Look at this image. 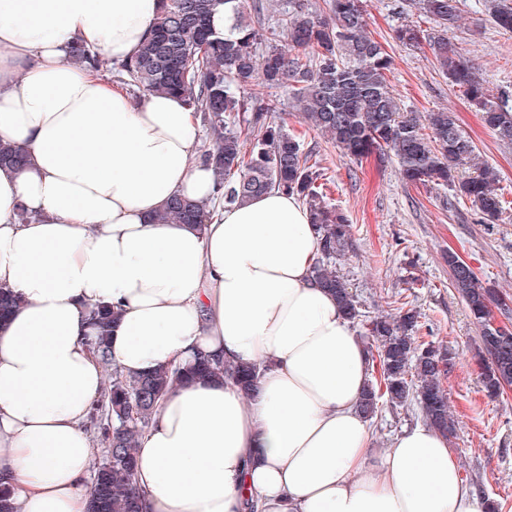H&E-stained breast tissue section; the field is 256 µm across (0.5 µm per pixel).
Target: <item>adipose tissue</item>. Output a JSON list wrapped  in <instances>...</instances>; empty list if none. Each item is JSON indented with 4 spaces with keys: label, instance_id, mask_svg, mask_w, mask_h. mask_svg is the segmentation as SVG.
<instances>
[{
    "label": "adipose tissue",
    "instance_id": "adipose-tissue-1",
    "mask_svg": "<svg viewBox=\"0 0 512 512\" xmlns=\"http://www.w3.org/2000/svg\"><path fill=\"white\" fill-rule=\"evenodd\" d=\"M162 0H0V485L14 512H88L98 448L86 430L106 370L135 376L194 355L259 369L258 394L174 384L136 449L143 512H487L429 426L372 455L358 410L372 379L334 296L315 284L310 212L274 190L203 228L158 224L180 195L207 202L197 119L177 97L131 98L68 59L73 44L135 55ZM27 211L20 221L18 211ZM119 320L112 364L89 313Z\"/></svg>",
    "mask_w": 512,
    "mask_h": 512
}]
</instances>
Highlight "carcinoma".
I'll use <instances>...</instances> for the list:
<instances>
[{"mask_svg":"<svg viewBox=\"0 0 512 512\" xmlns=\"http://www.w3.org/2000/svg\"><path fill=\"white\" fill-rule=\"evenodd\" d=\"M247 0H163L153 33L139 52L113 66L116 77L136 94L163 92L184 99L203 125L210 143L199 149L198 161L216 175V200L227 206L244 203L271 189L295 194L307 205L319 235V257L311 276L329 290L344 316L360 321L354 295L336 270V258L351 247V225L324 200L318 181L319 161L304 151L300 137L272 120L281 110L277 90L291 89L292 108L308 127L329 137L345 156L362 160L374 153L394 157L403 179L412 184L447 186L470 201L488 224L503 212L494 185L497 174L479 161L473 141L450 111L408 112L401 108L389 83L391 60L381 43L369 36L362 0H325L319 10L308 0H288L275 22L258 28L245 15ZM413 6L436 21L441 33L428 38L430 49L448 80L482 113L486 127L512 142V106L488 99L448 31L458 19V0H413ZM224 15V26L216 24ZM493 22L512 33V6L499 5ZM402 43H419L423 30L403 25ZM69 60L99 71L98 54L76 45ZM250 88L248 99L235 89ZM25 156L0 144V165L19 168ZM472 170L468 176L459 169ZM209 205L183 197L170 199L156 216L158 223L202 226ZM452 286L481 329V354L488 360L482 386L497 398L512 385V337L503 341L488 319L495 306L508 311L505 299L485 286L454 253H448ZM16 307L11 291L0 288V322ZM93 348L105 367H112L109 340L117 313L100 305L92 311ZM419 315L399 309L395 316L366 320L368 353L377 376L359 404L370 420L383 405L416 403L427 426L442 435H456L443 381L452 364L448 348L417 340ZM221 375L247 394L257 390L256 370L248 365L221 364L209 356L184 369L160 367L151 373L116 377L94 409L93 425L106 447V458L94 470L90 512H142L133 491L138 436L149 427L159 400L173 382Z\"/></svg>","mask_w":512,"mask_h":512,"instance_id":"cac0c4a2","label":"carcinoma"}]
</instances>
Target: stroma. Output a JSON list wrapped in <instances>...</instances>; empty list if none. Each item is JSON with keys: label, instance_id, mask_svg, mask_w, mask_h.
<instances>
[{"label": "stroma", "instance_id": "stroma-1", "mask_svg": "<svg viewBox=\"0 0 512 512\" xmlns=\"http://www.w3.org/2000/svg\"><path fill=\"white\" fill-rule=\"evenodd\" d=\"M399 0H363L368 30L392 60L391 87L402 108L415 112H454L478 152L499 174L505 201L501 219L481 223L472 205L444 187L406 183L393 160L344 157L301 113L289 108L288 90H279L284 111L276 122L299 134L304 149L316 150L324 174L327 202L347 216L352 245L336 269L365 315L414 308L435 341L455 359L445 378L457 431L448 446L460 461L467 483L479 496L512 512V389L488 398L477 357L480 330L452 286L446 256L456 252L478 278L512 297V144L503 143L483 123L456 86L439 69L427 45L409 46L395 37L399 25L419 26L426 34L436 22L415 8L398 12ZM493 0H459L460 19L451 32L462 57L493 97L512 91V34L499 31L490 15ZM417 406L383 408L369 422L372 450L390 448L404 431L422 425Z\"/></svg>", "mask_w": 512, "mask_h": 512}]
</instances>
